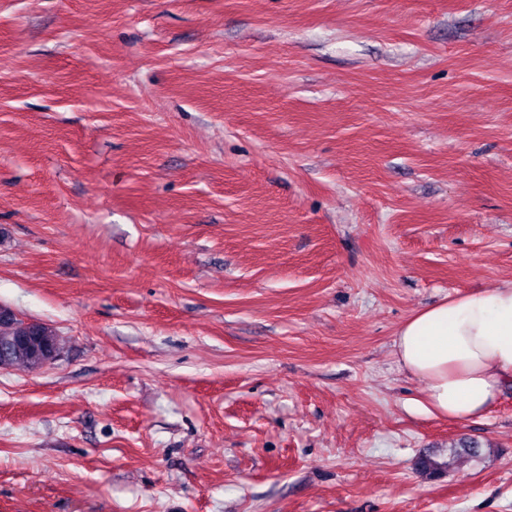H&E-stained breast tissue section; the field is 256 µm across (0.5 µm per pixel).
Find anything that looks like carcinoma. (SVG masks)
I'll list each match as a JSON object with an SVG mask.
<instances>
[{
  "mask_svg": "<svg viewBox=\"0 0 512 512\" xmlns=\"http://www.w3.org/2000/svg\"><path fill=\"white\" fill-rule=\"evenodd\" d=\"M11 341L5 367L33 370L55 361L61 353V336L50 325L34 321L29 324L19 320L0 321V342ZM481 444L461 439L454 445V455L476 457Z\"/></svg>",
  "mask_w": 512,
  "mask_h": 512,
  "instance_id": "carcinoma-1",
  "label": "carcinoma"
}]
</instances>
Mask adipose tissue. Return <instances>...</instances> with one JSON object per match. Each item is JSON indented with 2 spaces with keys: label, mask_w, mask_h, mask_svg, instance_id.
I'll use <instances>...</instances> for the list:
<instances>
[{
  "label": "adipose tissue",
  "mask_w": 512,
  "mask_h": 512,
  "mask_svg": "<svg viewBox=\"0 0 512 512\" xmlns=\"http://www.w3.org/2000/svg\"><path fill=\"white\" fill-rule=\"evenodd\" d=\"M393 354L425 383V412L458 423L482 416L512 383V283L419 310L397 331Z\"/></svg>",
  "instance_id": "obj_1"
}]
</instances>
